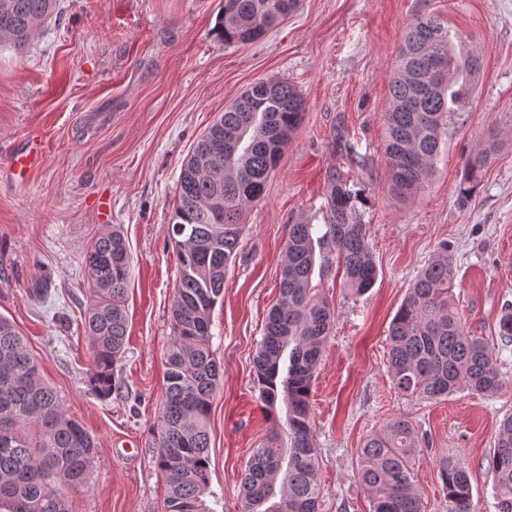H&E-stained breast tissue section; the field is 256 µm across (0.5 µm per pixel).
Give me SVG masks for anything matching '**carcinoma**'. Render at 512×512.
<instances>
[{
  "instance_id": "1",
  "label": "carcinoma",
  "mask_w": 512,
  "mask_h": 512,
  "mask_svg": "<svg viewBox=\"0 0 512 512\" xmlns=\"http://www.w3.org/2000/svg\"><path fill=\"white\" fill-rule=\"evenodd\" d=\"M299 0H224V42L248 45L277 27ZM60 12L59 0H0V44L23 50ZM475 48L433 14L407 27L390 78L383 120L391 192L406 200L435 174L448 117L478 80ZM301 94L290 83L257 82L224 110L182 165L168 224L178 275L167 351L165 391L157 424V468L166 485V512H214L207 505L211 399L219 370L210 350L212 316L237 254L247 208L258 201L299 127ZM496 140L467 159L458 195L481 184ZM360 197L344 174L327 176L324 223L288 225L279 301L266 318L254 359L253 386L268 415L286 409L284 434L254 450L241 478L243 512H318V454L310 406L335 312L311 287L315 267L343 271L344 287L360 296L378 270L357 209ZM90 303L81 324L92 355L89 383L102 397L125 351L130 256L117 229L98 237L85 257ZM456 262L441 247L415 277L389 327L388 371L398 391L436 401L459 390L491 396L506 386L496 352L467 331L456 307ZM498 335L512 342V304L502 308ZM421 437L397 417L367 438L357 477L373 512H421L412 481ZM95 444L69 416L15 326L0 317V512H69L68 493L90 476ZM490 468L497 512H512V413L499 421ZM439 478L448 512H474L466 463L446 456Z\"/></svg>"
}]
</instances>
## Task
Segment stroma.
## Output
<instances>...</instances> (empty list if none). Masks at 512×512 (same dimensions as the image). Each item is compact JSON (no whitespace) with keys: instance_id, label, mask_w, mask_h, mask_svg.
I'll list each match as a JSON object with an SVG mask.
<instances>
[{"instance_id":"35a3bbf8","label":"stroma","mask_w":512,"mask_h":512,"mask_svg":"<svg viewBox=\"0 0 512 512\" xmlns=\"http://www.w3.org/2000/svg\"><path fill=\"white\" fill-rule=\"evenodd\" d=\"M61 5L60 20L39 29L24 53L0 46V316L95 440L90 478L69 493L71 512H165L155 433L178 271L167 227L181 167L224 109L269 79L293 84L304 114L262 198L243 216L213 312L216 512H242V473L254 448L282 426L257 399L253 359L279 298L288 226L301 217L322 223L335 167L361 199L378 280L353 298L335 274L312 277L336 313L310 395L319 512H372L354 477L359 453L399 416L424 436L413 470L422 512H448L437 467L444 454L465 461L476 512H496L490 457L496 422L512 411V344L497 334L501 309L512 303V0H300L281 26L247 46L217 36L224 0ZM420 14L446 18L483 68L469 103L448 121L433 180L403 203L388 188L383 114L405 29ZM493 130L501 143L482 185L460 201L464 161ZM31 136L43 145L40 163L11 172L13 149ZM114 228L132 258L128 340L115 389L103 398L88 383L91 354L78 321L89 297L86 253ZM444 242L458 268L459 312L498 352L507 385L489 397L410 400L387 370L388 328ZM40 285L48 288L41 296Z\"/></svg>"}]
</instances>
